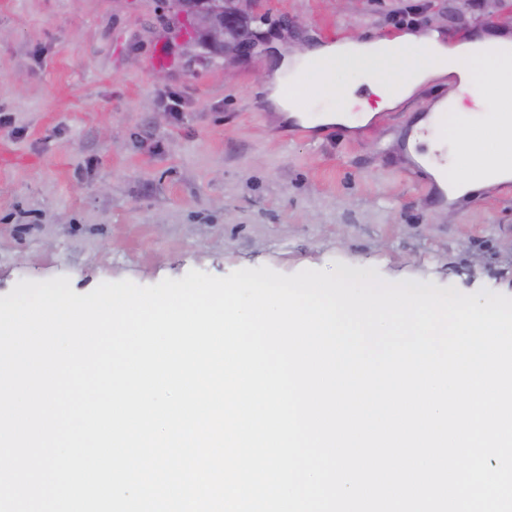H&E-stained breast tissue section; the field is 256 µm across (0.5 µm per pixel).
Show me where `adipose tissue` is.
<instances>
[{
	"label": "adipose tissue",
	"instance_id": "obj_1",
	"mask_svg": "<svg viewBox=\"0 0 512 512\" xmlns=\"http://www.w3.org/2000/svg\"><path fill=\"white\" fill-rule=\"evenodd\" d=\"M357 46L351 39L323 45L283 59L279 68L295 76L298 86L317 85L323 76L311 68L312 60L339 64L347 61ZM362 63L376 71L373 91L379 101L376 107H361L369 117L375 109L395 107L427 82L457 77V89L449 95L452 109L458 116H473L478 125L464 141L469 172L461 182L463 192L475 193L512 179V34L484 35L457 44L446 43L434 30L405 34L377 42L375 49L366 50ZM483 68L495 76L490 95L478 78ZM265 89L267 101L284 118L308 127L345 121L347 109L343 106L300 108L293 97L283 94L279 77L269 79Z\"/></svg>",
	"mask_w": 512,
	"mask_h": 512
}]
</instances>
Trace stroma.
Returning a JSON list of instances; mask_svg holds the SVG:
<instances>
[{"instance_id": "1", "label": "stroma", "mask_w": 512, "mask_h": 512, "mask_svg": "<svg viewBox=\"0 0 512 512\" xmlns=\"http://www.w3.org/2000/svg\"><path fill=\"white\" fill-rule=\"evenodd\" d=\"M250 12L266 40L227 66L186 53L165 0H0V295L24 279L65 276L84 294L267 266L512 296V182L432 201L407 152L447 83L350 129L301 128L262 91L284 56L342 38L512 32V0H252Z\"/></svg>"}]
</instances>
